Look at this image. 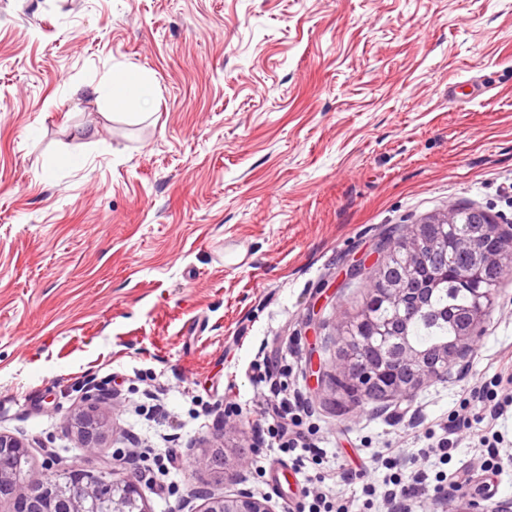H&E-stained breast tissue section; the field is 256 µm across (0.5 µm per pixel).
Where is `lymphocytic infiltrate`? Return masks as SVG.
Instances as JSON below:
<instances>
[{"instance_id": "f902f5d3", "label": "lymphocytic infiltrate", "mask_w": 512, "mask_h": 512, "mask_svg": "<svg viewBox=\"0 0 512 512\" xmlns=\"http://www.w3.org/2000/svg\"><path fill=\"white\" fill-rule=\"evenodd\" d=\"M499 373L491 380L475 383L463 400L467 416L441 425L440 429L428 430L425 437L428 445L424 456L435 457L441 464V471L428 474L418 469L404 473L392 449L375 452L373 460L385 469L381 486L365 485L362 492L367 500L382 497L391 504L395 512H412L413 500L427 494L442 495L445 491L458 492L464 487L461 477L448 476L443 466L451 460L458 447L460 429H473L479 445L486 450L485 466L489 469L501 468L499 447L504 442L502 433L491 431L486 419H498L504 406L512 405V351L500 354ZM264 415L269 421L267 432L273 444L288 455H294L296 463L311 461L321 468L315 486L305 495L296 512H349L346 503L332 499L327 492V483L333 480L331 471L322 467L323 451L313 441L311 430L303 426V416L307 412L305 403L297 397H287L284 389L269 388L263 403Z\"/></svg>"}]
</instances>
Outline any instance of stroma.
<instances>
[{"label":"stroma","instance_id":"1","mask_svg":"<svg viewBox=\"0 0 512 512\" xmlns=\"http://www.w3.org/2000/svg\"><path fill=\"white\" fill-rule=\"evenodd\" d=\"M133 68L143 115L90 95ZM467 85L465 108L448 104ZM455 205L512 227V0H0V432L94 470L133 451L149 512L193 483L232 491L239 459L270 468L253 364L288 365L330 467L391 446L418 465L428 427L460 411L512 347V274L466 359L413 398L352 401L319 368L386 234ZM113 393L86 454L68 422L87 381ZM243 409L224 428V401ZM226 453L217 479L199 459ZM463 436L465 494L412 512H493L512 464L487 471ZM250 473L275 512L301 501Z\"/></svg>","mask_w":512,"mask_h":512}]
</instances>
